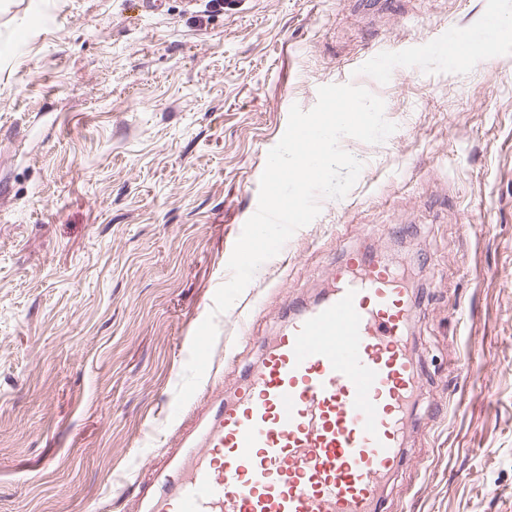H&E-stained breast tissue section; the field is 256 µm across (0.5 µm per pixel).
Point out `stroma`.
<instances>
[{"label": "stroma", "mask_w": 512, "mask_h": 512, "mask_svg": "<svg viewBox=\"0 0 512 512\" xmlns=\"http://www.w3.org/2000/svg\"><path fill=\"white\" fill-rule=\"evenodd\" d=\"M160 2L0 0V512H132L356 250L413 271L421 395L382 512H512V0ZM346 83L396 131L342 139L356 184L217 316L223 370L176 409L291 105Z\"/></svg>", "instance_id": "1"}]
</instances>
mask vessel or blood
I'll return each mask as SVG.
<instances>
[{
  "label": "vessel or blood",
  "instance_id": "vessel-or-blood-1",
  "mask_svg": "<svg viewBox=\"0 0 512 512\" xmlns=\"http://www.w3.org/2000/svg\"><path fill=\"white\" fill-rule=\"evenodd\" d=\"M329 277L236 400L199 412L141 512H378L420 384L411 297L375 257L350 255Z\"/></svg>",
  "mask_w": 512,
  "mask_h": 512
}]
</instances>
